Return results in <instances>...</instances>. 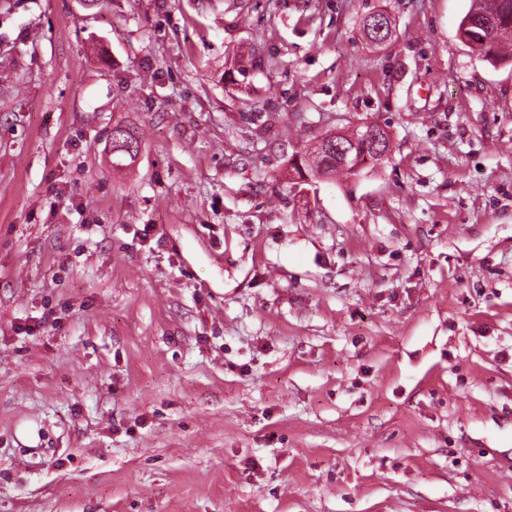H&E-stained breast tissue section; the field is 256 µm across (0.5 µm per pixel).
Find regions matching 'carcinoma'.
<instances>
[{
  "label": "carcinoma",
  "instance_id": "cac0c4a2",
  "mask_svg": "<svg viewBox=\"0 0 512 512\" xmlns=\"http://www.w3.org/2000/svg\"><path fill=\"white\" fill-rule=\"evenodd\" d=\"M482 12L492 15L493 22L490 28L486 29L477 23L466 26L461 22L458 27L459 33L481 47L480 57L484 60L490 63L512 64V51L506 54L500 50L501 36L505 33L512 36V0H472L465 17L478 18ZM136 153V137L123 127L112 128V168L127 166V162L134 161ZM294 170L301 176L306 174L311 177L317 174L327 178L350 175V172L336 161V154L322 152L317 148L296 157Z\"/></svg>",
  "mask_w": 512,
  "mask_h": 512
}]
</instances>
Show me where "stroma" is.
Returning <instances> with one entry per match:
<instances>
[{"instance_id":"1","label":"stroma","mask_w":512,"mask_h":512,"mask_svg":"<svg viewBox=\"0 0 512 512\" xmlns=\"http://www.w3.org/2000/svg\"><path fill=\"white\" fill-rule=\"evenodd\" d=\"M470 6L0 0V512H512V64ZM363 122L388 160L290 180ZM133 148V151L131 150ZM138 153V141L127 129L116 126L112 129V167L119 169L130 165L134 161V154ZM129 160V163L126 161Z\"/></svg>"}]
</instances>
